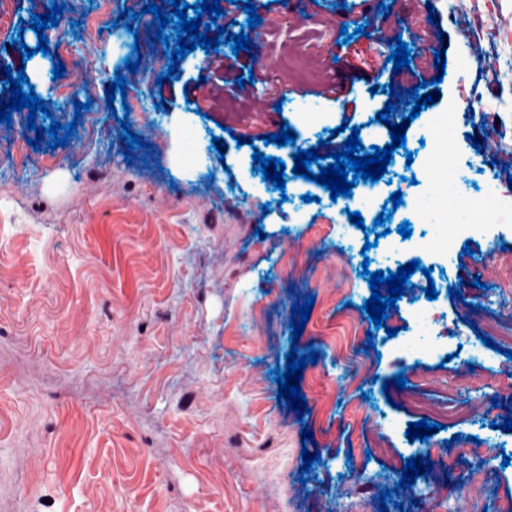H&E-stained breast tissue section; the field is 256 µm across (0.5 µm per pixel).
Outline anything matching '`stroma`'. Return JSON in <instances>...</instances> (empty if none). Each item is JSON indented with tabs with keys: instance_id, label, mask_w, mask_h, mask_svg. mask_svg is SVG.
<instances>
[{
	"instance_id": "stroma-1",
	"label": "stroma",
	"mask_w": 512,
	"mask_h": 512,
	"mask_svg": "<svg viewBox=\"0 0 512 512\" xmlns=\"http://www.w3.org/2000/svg\"><path fill=\"white\" fill-rule=\"evenodd\" d=\"M54 2L0 0V67L24 68L48 103L35 123L17 111L0 123V155L14 134L32 139L51 122L69 125L79 102L94 112L97 135L88 142L75 130L56 148V165L44 166L33 149L25 171L0 168V512H429L442 489L448 512H500L512 499V465L502 464L512 457V432L496 427L512 419V359L484 340L493 320L512 319V291L498 286L507 271L492 262L512 249V221L458 237L447 257L421 248L428 228L412 203L433 179L424 165L435 146L428 130L452 103H478L485 118L477 126L457 117L451 154L441 160L449 179L473 197L507 183L491 159L512 157V0H405L411 62L429 69L425 45L446 49L440 98L421 111L378 182L356 180L351 196L337 198L294 174V154L330 153L326 141L344 109L363 123L364 148L384 145L389 130L374 116L385 88L417 85L383 70L391 45L359 34L368 7L312 0L308 18H285L269 13L267 0H251L268 30L259 51L269 73L239 97L202 84L204 98L193 103L182 82L196 75L205 51L187 53L178 76L160 82L170 58L156 33L174 30L152 16L129 28L116 20L90 52L79 22L99 2L67 0L48 43L67 41L74 54L37 53V34L21 22L50 13ZM344 27L353 39H343ZM464 54L475 61L471 69L458 67ZM134 56L141 63L126 73L125 100H109L108 85ZM63 78L73 85L67 97L57 92ZM330 79L350 89L351 102L321 101V121L306 123L299 89ZM89 80L93 100L84 92ZM126 100L141 105L131 130L144 147L127 149L121 139ZM277 106L281 114L270 119ZM285 121L294 142L260 141ZM227 126L247 144L221 154L213 140ZM190 127L201 136L199 156L174 166ZM256 152L284 162V190L255 171ZM397 191L403 202L378 236L373 223ZM352 211L363 227L349 221ZM405 222L407 238L397 231ZM369 237L376 247L366 248ZM414 260L421 271L375 328L362 309L371 296L367 272ZM453 290L459 298H450ZM309 297L310 317L290 342L291 308ZM423 308L440 316L435 347L402 353L392 331L415 332ZM293 349L319 353L302 372L303 416L279 404L273 376ZM400 373L405 388L383 390ZM422 419L440 431L409 441V423ZM306 430L311 440H302ZM468 436L480 446L464 456L459 440ZM305 450L320 459L303 476ZM440 452L452 470L432 467L380 502L408 458ZM477 469L485 490L475 503L467 485Z\"/></svg>"
}]
</instances>
